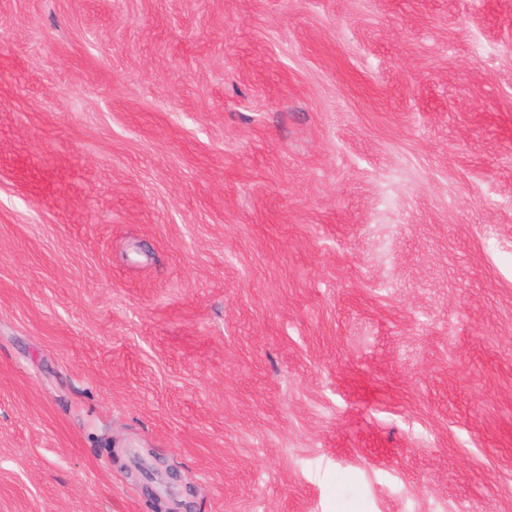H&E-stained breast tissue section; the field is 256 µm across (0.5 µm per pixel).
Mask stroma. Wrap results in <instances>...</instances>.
Segmentation results:
<instances>
[{
	"label": "stroma",
	"instance_id": "stroma-1",
	"mask_svg": "<svg viewBox=\"0 0 512 512\" xmlns=\"http://www.w3.org/2000/svg\"><path fill=\"white\" fill-rule=\"evenodd\" d=\"M512 512V0H0V512Z\"/></svg>",
	"mask_w": 512,
	"mask_h": 512
}]
</instances>
